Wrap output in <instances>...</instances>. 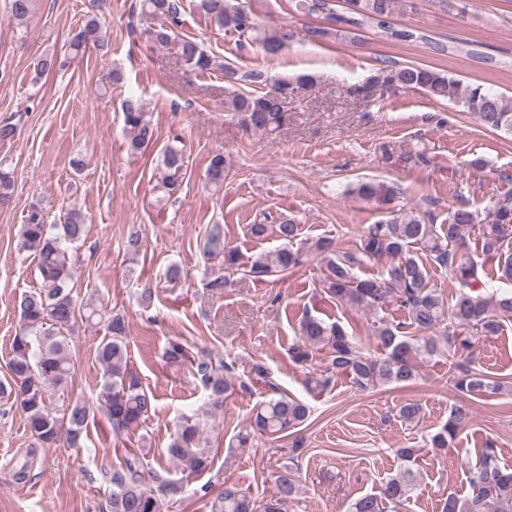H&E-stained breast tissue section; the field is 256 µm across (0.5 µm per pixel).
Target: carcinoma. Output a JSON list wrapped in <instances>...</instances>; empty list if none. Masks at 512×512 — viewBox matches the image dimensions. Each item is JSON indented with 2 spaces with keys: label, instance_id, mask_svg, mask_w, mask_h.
<instances>
[{
  "label": "carcinoma",
  "instance_id": "carcinoma-1",
  "mask_svg": "<svg viewBox=\"0 0 512 512\" xmlns=\"http://www.w3.org/2000/svg\"><path fill=\"white\" fill-rule=\"evenodd\" d=\"M95 12L74 34L69 53L41 56L35 66L43 76L64 70L70 60L87 49L103 46L98 12L109 0H91ZM294 10L305 15H322L328 27L306 29L310 40H326L356 27L373 24L400 40L415 38L410 31L395 30L391 18L397 0H345L343 11L335 0H293ZM200 9L210 26L237 37L240 43L255 44L268 56H276L296 41L298 33L288 24L261 27L252 13L230 3V0H200ZM33 10V0H9V20L26 23ZM182 0H139V18L149 26L143 29L146 40L155 47L175 51L186 71L205 73L217 67L215 57L203 43L184 37ZM224 81L239 85H262L267 77L261 71L239 72L224 65ZM314 84L309 75L284 76L274 82L273 92H234L224 101L227 111L240 117L241 123L254 131L272 133L286 120L284 103L300 89ZM418 90L436 101L447 100L464 112H472L485 127L512 135V106L503 97L480 84L461 86L460 81L443 70L422 65L384 62L367 81L353 88L365 99L379 89ZM124 130L129 149L136 153L156 139V130L148 119L141 98L134 95L121 102ZM163 170L157 189L167 195L176 191L183 180L185 161L183 139L176 135L160 150ZM228 175L224 154H214L207 167L210 186L220 190ZM14 190L12 173L0 168V206L10 202ZM359 198L375 203L391 216L367 226L355 252L340 253L332 240L314 241L300 238V225L293 219L277 224L281 246L272 254L246 256L224 241L220 224L210 227L203 244V258L211 263L210 277L205 283L211 293L224 294L233 284L231 275L240 274L256 281L275 282L297 267L303 256L314 252L324 265L322 292L341 305L362 309L374 316L375 339L383 352H363L355 345L340 322L307 314L298 323L299 341L290 348L296 363L312 359L313 352H325L328 360L326 377L313 382L324 387L330 375L349 378L359 390L384 386H406L420 376V363L435 354L448 356V374L455 389L464 396L497 394L505 389L502 381L491 380L479 369L458 361L476 341L496 336L504 323H512V291L488 293L485 263L492 262L501 278L512 280V254L503 245L512 240V197H504L485 208L483 213L459 207L448 213V223L434 224L414 212L392 213L399 188L382 180L359 182L349 188ZM482 228L481 252L484 261L477 262L468 252L466 234L471 226ZM86 234V216L71 208L54 224L47 223L41 202L31 205L20 225L18 250L32 256L37 286L21 294L17 302L19 327L11 341L9 380L0 382V395L12 399L20 411L31 436L48 444L62 439L71 448H81L88 438L87 428L94 409L82 399L69 402L62 414L52 407L51 390L68 377L75 366V351L64 331L71 330L76 317L87 322L106 323L108 335L96 349L102 369L100 410L109 420L112 431L128 430L149 417L155 410V396L142 385L128 362L126 327L120 314L92 301L77 306L74 296L78 263L77 244ZM425 257H420L418 252ZM448 269L459 284L451 299L430 284L426 260ZM386 262L380 275L363 278L358 274L367 262ZM183 267L171 262L163 273L165 286L182 282ZM394 303L402 312L401 319L383 315ZM162 357L171 366L188 365L207 393L212 409L223 406L230 391L250 390L249 384L236 377L234 366L224 358L171 341ZM422 407L405 403L398 409L402 421L416 424ZM309 416L302 401L277 392L259 402L253 410L251 428L259 433L283 438ZM469 410L462 403L448 410V420L431 435L430 445L438 451L455 449L459 433L469 422ZM201 421L198 415L182 418L165 452L191 477L205 472L210 464V449L201 443ZM416 448H400V469L387 480L378 494L359 497L348 512H386L387 506L403 505L416 489L418 470ZM143 462L139 455L126 458L123 471L112 475L109 512H161L162 499L181 491L178 482L156 477V487L142 484ZM471 494L465 498L448 496L442 512H512V469L499 465L495 448L484 449L479 462L468 469ZM277 498L264 505V512H281V506L298 492L292 468L284 465L275 477ZM255 503L234 486L224 488L218 496L217 512H254Z\"/></svg>",
  "mask_w": 512,
  "mask_h": 512
}]
</instances>
